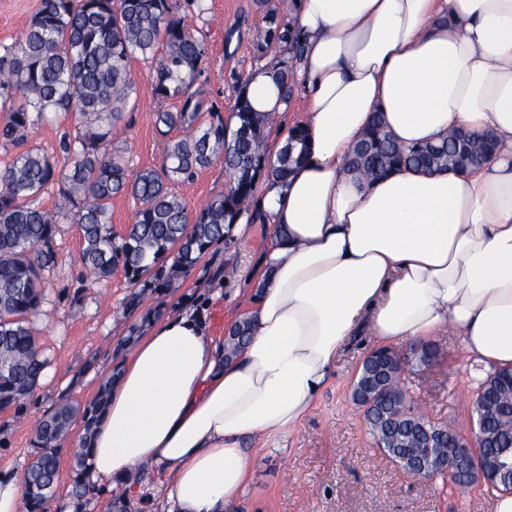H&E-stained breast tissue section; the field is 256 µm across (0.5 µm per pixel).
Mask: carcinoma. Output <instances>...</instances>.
I'll use <instances>...</instances> for the list:
<instances>
[{
    "instance_id": "cac0c4a2",
    "label": "carcinoma",
    "mask_w": 512,
    "mask_h": 512,
    "mask_svg": "<svg viewBox=\"0 0 512 512\" xmlns=\"http://www.w3.org/2000/svg\"><path fill=\"white\" fill-rule=\"evenodd\" d=\"M195 10L181 12L171 0H41L40 8L18 42L0 45V139L24 150L0 171V410L19 404L33 388L45 362L27 317L42 299L41 272L54 262L51 248L57 219L34 205L40 192L55 184L63 203L76 208L85 246L84 266L106 278L122 267L140 290L131 294L129 308L142 306L146 293L163 295L190 271L213 246L224 242L230 225L253 200L261 181L287 177L305 152L301 126L288 130L285 144L272 155L267 150L272 116L252 109L249 79L241 81L232 109L235 127L224 122L221 108L189 93L207 55V44L195 20L205 11L204 0H189ZM295 0H258L264 26L254 41L261 61L273 56L269 71L284 101L295 88L293 60L301 52L300 33L287 20ZM155 63V96L183 97L181 106L156 112L155 123L184 136L166 147L165 163L129 177L122 154L109 150L118 124L136 94L131 63L136 58ZM49 112H72L78 132L60 139L69 164L59 167L28 146L34 130ZM496 149L495 138L475 137L464 130L436 142L409 149L385 132L381 118L373 120L355 147L348 171L382 176L401 168L458 171L481 166ZM221 158L233 174L225 194L190 215L172 185L192 178L197 170ZM129 194L140 204L126 234H112V197ZM243 317L224 339V360H232L250 335ZM423 345L410 356L375 350L367 356L353 383V398L365 407L375 445L385 456L416 476L413 462L421 455L464 457L461 436L421 413L407 390L406 375L433 356ZM119 373L114 367L95 398L80 405L61 399L33 433L34 452L25 472L30 512H39L54 494L59 471L58 442L80 418L85 430L105 409L110 386ZM470 416L482 426L477 450L488 491L509 492L492 461L512 451V374L498 372L485 379L470 406ZM436 433L433 447L426 432ZM88 452L73 455L72 495L87 491ZM106 512H132L125 493H113Z\"/></svg>"
}]
</instances>
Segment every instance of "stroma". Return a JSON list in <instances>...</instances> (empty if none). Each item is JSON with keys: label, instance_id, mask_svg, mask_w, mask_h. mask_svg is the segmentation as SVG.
<instances>
[{"label": "stroma", "instance_id": "stroma-1", "mask_svg": "<svg viewBox=\"0 0 512 512\" xmlns=\"http://www.w3.org/2000/svg\"><path fill=\"white\" fill-rule=\"evenodd\" d=\"M40 0H0V43L18 41ZM206 11L196 26L204 34L207 56L191 87L195 96L231 113L238 78L258 66L253 40L262 26L255 0H205ZM135 107L126 112L116 144L122 147L130 173L161 167L169 140L178 131L155 124L158 111L174 108L159 100L153 87L152 63L133 61ZM74 115L48 114L32 145L57 165L65 156L58 143L63 133H76ZM230 179L223 161L216 160L186 181L175 184L188 212L202 209L226 193ZM273 235L268 224H249L245 236L228 234L209 250L189 275L164 298V315L203 312L214 336L224 337L234 320L252 303L246 275L257 266ZM53 264L42 272L43 296L28 326L37 338L46 366L30 395L0 412V472H25L32 458V432L59 399L91 400L104 377L127 355L119 341L140 315L126 304L134 288L123 270L100 279L81 264V231L71 216L60 218L52 242ZM435 360L416 368L408 387L416 406L432 421L468 434L469 405L475 388L468 380L471 367L459 336L446 332L432 337ZM376 347L368 331H360L336 363L332 377L309 414L288 436L283 448L268 449L254 465L248 487L232 512H487L489 492L483 483L455 486L439 477L423 482L407 475L376 449L363 412L352 400L351 387L359 366ZM73 451H60L55 493L44 512H105L111 484L94 485L82 501L71 493Z\"/></svg>", "mask_w": 512, "mask_h": 512}]
</instances>
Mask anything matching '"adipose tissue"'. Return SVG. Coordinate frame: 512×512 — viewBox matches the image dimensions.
Returning <instances> with one entry per match:
<instances>
[{"label":"adipose tissue","instance_id":"1","mask_svg":"<svg viewBox=\"0 0 512 512\" xmlns=\"http://www.w3.org/2000/svg\"><path fill=\"white\" fill-rule=\"evenodd\" d=\"M294 26L306 156L236 219L274 228L252 336L228 362L202 314L155 323L87 440L94 480L157 472L166 512H232L243 437L285 440L361 322L383 346L451 330L476 376L512 370V0H296ZM377 116L405 147L462 127L497 150L465 173L348 174Z\"/></svg>","mask_w":512,"mask_h":512}]
</instances>
